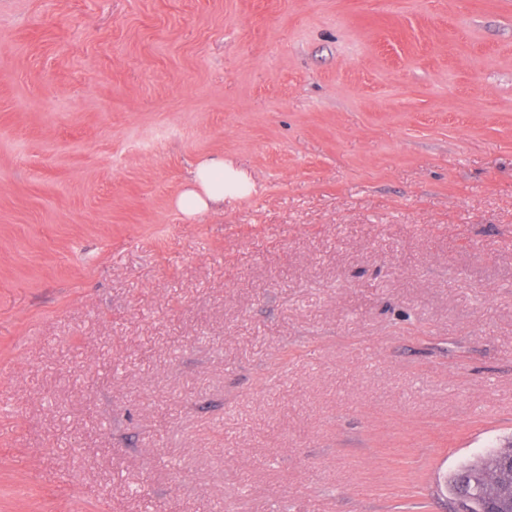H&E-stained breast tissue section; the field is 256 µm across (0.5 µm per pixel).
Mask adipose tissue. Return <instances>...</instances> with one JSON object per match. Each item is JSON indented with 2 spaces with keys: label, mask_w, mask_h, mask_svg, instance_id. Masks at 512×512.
<instances>
[{
  "label": "adipose tissue",
  "mask_w": 512,
  "mask_h": 512,
  "mask_svg": "<svg viewBox=\"0 0 512 512\" xmlns=\"http://www.w3.org/2000/svg\"><path fill=\"white\" fill-rule=\"evenodd\" d=\"M254 185L248 176L220 157L199 162L174 198L176 210L193 219L223 206L225 198L250 195Z\"/></svg>",
  "instance_id": "obj_1"
}]
</instances>
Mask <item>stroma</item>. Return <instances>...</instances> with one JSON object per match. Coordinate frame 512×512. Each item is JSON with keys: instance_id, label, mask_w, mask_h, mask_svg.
<instances>
[{"instance_id": "1", "label": "stroma", "mask_w": 512, "mask_h": 512, "mask_svg": "<svg viewBox=\"0 0 512 512\" xmlns=\"http://www.w3.org/2000/svg\"><path fill=\"white\" fill-rule=\"evenodd\" d=\"M509 439L512 0H0V512H454ZM254 185L248 176L224 157L207 158L190 172L182 190L174 198L176 210L187 219L223 206L225 197L250 195Z\"/></svg>"}]
</instances>
